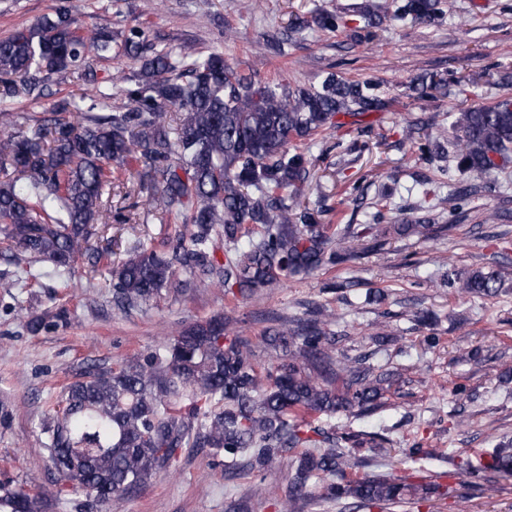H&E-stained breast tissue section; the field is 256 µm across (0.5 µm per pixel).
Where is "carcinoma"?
I'll use <instances>...</instances> for the list:
<instances>
[{"label":"carcinoma","mask_w":512,"mask_h":512,"mask_svg":"<svg viewBox=\"0 0 512 512\" xmlns=\"http://www.w3.org/2000/svg\"><path fill=\"white\" fill-rule=\"evenodd\" d=\"M361 0L346 9L315 8L293 19L290 32L349 29L359 40L387 18L405 24H443L445 0ZM134 63L125 101L98 91L87 112L66 117L71 102L54 104L55 117L18 122L13 105L36 100L43 80L87 66L89 54ZM388 105L378 81L330 72L319 86L293 89L252 71L242 74L224 54L182 48L149 52L139 25L88 27L67 0L51 13L0 40V224L10 226L9 249L53 272L75 276L90 229L107 224L112 180L133 162L140 189L164 215L182 217L189 237L159 253L143 245L111 268L113 300L133 309L172 284L177 270L196 288L224 287L245 297L288 276L311 273L359 257L370 226L322 224L321 210L303 186L318 158L290 150L356 116ZM182 118L171 124L168 110ZM100 109L99 116L92 110ZM445 139L463 172L488 174L512 158V104L466 109L450 131L433 135L405 119V139L427 160ZM427 218L393 226L399 235L425 236ZM224 246V261L215 260ZM457 294L490 296L498 270L448 274ZM263 342L278 362L262 367L251 341L232 320L214 317L182 329L165 345L106 369L92 366L68 384L44 415L49 469L60 488L70 486L104 507L136 493L176 466L184 448H209L232 462L268 470L294 448L281 512H303L311 484L334 477L330 499L359 509H389L440 493L436 483L358 476L351 437L315 424V416L356 413L381 406L387 376H371L362 360L336 354L333 314L318 309L306 320L279 315ZM51 502L23 487L0 485V512H48Z\"/></svg>","instance_id":"obj_1"}]
</instances>
